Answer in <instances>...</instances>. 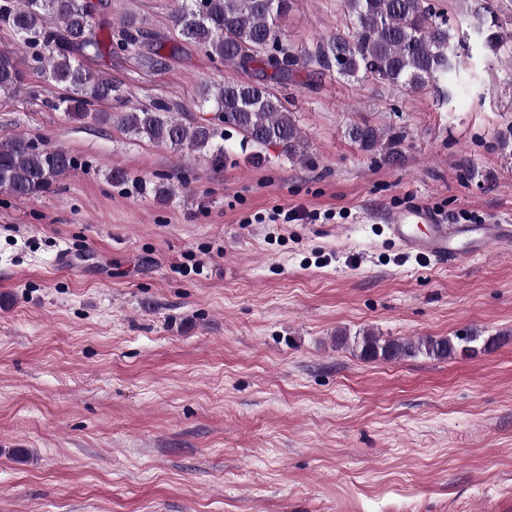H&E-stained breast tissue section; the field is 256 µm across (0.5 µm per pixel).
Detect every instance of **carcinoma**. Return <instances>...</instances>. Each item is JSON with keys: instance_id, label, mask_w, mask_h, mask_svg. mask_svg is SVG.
<instances>
[{"instance_id": "1", "label": "carcinoma", "mask_w": 512, "mask_h": 512, "mask_svg": "<svg viewBox=\"0 0 512 512\" xmlns=\"http://www.w3.org/2000/svg\"><path fill=\"white\" fill-rule=\"evenodd\" d=\"M353 17L351 34L320 40L305 52L308 64L355 77L362 72L376 80L422 90L448 76L462 82L461 62L451 54L450 19L437 14L426 0H347ZM290 0H178L173 28L181 41L204 49L222 63L242 70L258 63L257 79L227 81L203 87L201 103H213L214 117L199 121L163 102L130 107L119 86L82 62L103 52L136 49L144 29L133 18L122 19L118 33L103 40L94 23L90 0H0V29L14 34L16 46L0 49V95H12L23 82L16 60L27 51L28 63L61 86L55 109L74 122L112 124L135 140L164 146L180 156L210 154L224 167L227 153L220 140L233 130L241 144L263 149L279 145L288 158L303 159V136L286 105L266 89V81L286 85L299 57L280 40L277 22ZM478 34L492 53L503 46L499 23L490 10H474ZM114 103V111L95 106ZM348 136L366 152L394 161L403 135L367 123L355 124ZM76 163L70 154L44 142L18 135L0 142V190L19 198L36 196L68 176ZM160 202L174 187L161 178L147 188ZM495 339L474 335L381 339L370 332L355 340L367 360H396L425 354L437 359L470 356L488 350Z\"/></svg>"}]
</instances>
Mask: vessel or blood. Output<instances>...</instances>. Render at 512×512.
Returning <instances> with one entry per match:
<instances>
[{
    "label": "vessel or blood",
    "instance_id": "1",
    "mask_svg": "<svg viewBox=\"0 0 512 512\" xmlns=\"http://www.w3.org/2000/svg\"><path fill=\"white\" fill-rule=\"evenodd\" d=\"M387 228L399 250L439 266L485 254L495 246H512V224H449L424 203L391 212Z\"/></svg>",
    "mask_w": 512,
    "mask_h": 512
}]
</instances>
